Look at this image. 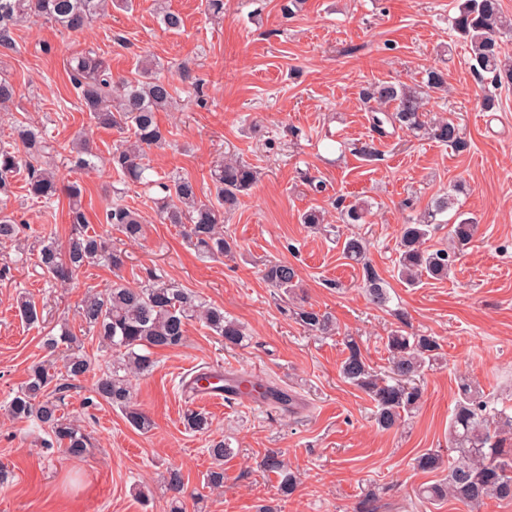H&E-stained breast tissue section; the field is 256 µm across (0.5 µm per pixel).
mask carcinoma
Masks as SVG:
<instances>
[{"mask_svg": "<svg viewBox=\"0 0 512 512\" xmlns=\"http://www.w3.org/2000/svg\"><path fill=\"white\" fill-rule=\"evenodd\" d=\"M113 0H0V46L10 43L11 27L22 20L45 18L70 32H78L96 16L106 13ZM160 23L168 31L183 26L181 16L159 6ZM452 29L469 45L475 67L490 75L497 88H512V60L502 56L501 38L512 31V19L506 18L500 0H461ZM78 97L83 108L95 122L121 134L130 133L112 150L109 165L132 182L147 180L149 165L144 162L146 149L160 146L166 136L157 121V113L165 110L173 98V86L159 77L150 67L138 70L134 78L112 80L105 60L92 51L71 58ZM447 74L440 68L426 71L420 85L382 82L364 87L359 96L378 105L372 112V131L380 137L386 127L412 134L426 132L430 139L456 149L465 147L460 129L451 120L425 122L426 105L432 96L446 88ZM22 143L30 160L22 162L17 143ZM53 146L46 134L26 126L15 128V134L0 139V193L5 194L10 179L22 165L28 166L29 195L49 204L63 192L69 199V216L75 234L66 248L50 238L36 244L38 266L43 274L56 283L68 284L78 274L96 266L118 269L123 265L122 252L108 246L96 230L86 224L82 210V189L74 181L60 185L56 167L46 162L36 164ZM71 163L81 170L98 166L86 140L77 137L72 142ZM211 179L214 197H201V189L192 179L173 176L160 184L162 196L154 200L156 212L164 224L183 227L184 238L198 250L211 257H222L237 251V243L219 230L224 216L236 210L240 198L249 194L258 179L257 170L237 159H223L213 166ZM450 195L435 198L417 221L402 225L397 243L395 267L400 278L410 287L422 278L442 280L448 277L458 255L473 241L478 224L462 218L449 225V245L430 249L426 241L439 226L452 206ZM371 215L370 204L356 201L343 206L339 219L344 224H365ZM105 221L126 240H140L145 225L131 207L114 203L106 211ZM18 227L14 217L0 207V245L17 240ZM364 238L345 237L343 256L362 265L363 288L373 306L386 309L391 300L385 282L374 271L367 258ZM263 280L291 300L300 288L295 267L286 262H270L261 270ZM16 309L28 325L40 322V312L31 299L21 294ZM313 336L336 334V323L328 312L311 306L292 305L285 308ZM79 316L86 331L97 337L111 351L107 370L97 379L94 398L118 409L133 428L148 432L151 419L133 400L131 380L153 371L159 350L177 348L185 343L187 325L201 322L210 333L224 340V347L235 348L247 337L245 327L224 314V308L206 303L193 292L152 276V283L132 288L117 279L103 290L85 294L79 306ZM345 357L339 374L350 385L366 393L374 402V420L383 431L398 429L419 408L423 392L417 384L425 366L438 360L441 345L438 339L426 334H404L394 331L385 338L388 352V374L381 375L367 361L359 343L352 336L343 339ZM43 347L51 353H62V365L37 363L28 373L24 386L7 402L6 410L15 420H30L49 437V445L57 446L72 458H81L89 448V436L81 425L62 413L61 399L51 392L68 388L90 371L91 360L82 352L81 339L63 324L56 334L42 337ZM186 427L205 433L211 427L209 417L202 411L187 410ZM217 463L206 474V485L218 488L224 484V460L234 457L237 450L230 443L213 441L207 448ZM417 469L428 473H443L445 477L422 488L419 495L429 501L453 498L474 508L490 497L512 499V415L499 410L482 390L467 377H459L457 397L448 428V458L429 450L415 461ZM263 466L276 474L281 490L293 493L298 476L288 468L279 455L264 457ZM167 484L174 493L170 512H182L180 495L184 489L179 469L168 471Z\"/></svg>", "mask_w": 512, "mask_h": 512, "instance_id": "cac0c4a2", "label": "carcinoma"}]
</instances>
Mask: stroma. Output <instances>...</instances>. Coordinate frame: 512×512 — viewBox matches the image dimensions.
Returning a JSON list of instances; mask_svg holds the SVG:
<instances>
[{
	"instance_id": "obj_1",
	"label": "stroma",
	"mask_w": 512,
	"mask_h": 512,
	"mask_svg": "<svg viewBox=\"0 0 512 512\" xmlns=\"http://www.w3.org/2000/svg\"><path fill=\"white\" fill-rule=\"evenodd\" d=\"M458 3L224 0V15L216 18L205 0H166L183 19L173 32L160 24L155 0H133L132 9L109 10L80 33L43 19L12 27V49L0 47V77L17 96L0 111V139L21 124L47 131L59 177L81 183L89 224L116 242L124 265L117 273L88 269L60 287L43 275L32 251L0 247V512H169L173 494L165 477L172 468L185 481L184 512H359L366 498L376 512H470L451 498L421 499L420 487L435 477L414 467L425 450L448 448L459 376L496 405L512 407V89H492L474 72L451 25ZM87 49L108 61L113 77L134 76L149 63L173 85L171 105L157 115L167 142L147 152L150 184H124L112 171L107 160L121 136L81 108L68 62ZM434 66L447 71L448 83L430 100L428 117L456 123L465 148L398 131L383 138L378 158L354 153L372 136L361 88L412 85ZM488 91L496 100L490 111L481 106ZM78 133L101 158L95 170L64 162ZM227 155L256 167L259 179L224 222L238 243L236 257L210 258L188 245L181 228L159 222L153 200L160 182L175 174L211 188L210 169ZM309 175L323 182V192L310 190ZM27 177L20 170L7 199L20 240L51 237L67 245V197L37 202L26 191ZM444 193L452 195L454 212L478 222L477 235L448 279L407 287L393 273L400 228ZM358 199L372 204L369 223L339 222L337 201ZM115 202L140 214L141 241L109 231L105 211ZM313 206L324 210L327 234L301 224ZM352 233L366 238L370 263L389 288L386 309L368 302L361 266L342 256L341 239ZM272 261L296 267L306 303L331 313L338 335H310L284 314L277 291L261 277ZM153 274L223 307L249 338L228 349L202 323L189 322L185 344L158 351L153 372L132 380L135 403L153 421L143 433L109 405H88L108 358L85 334L78 306L87 289H104L114 276L142 286ZM21 292L42 316L35 326L15 314ZM63 324L82 336L93 362L61 396L90 437L81 459L46 447L36 425L6 411L29 368L48 357L43 335ZM401 328L435 336L441 356L420 377L418 411L404 427L382 431L372 400L339 375L342 338L355 337L383 372V339ZM194 365L258 374L302 395L309 408L281 414L242 398L221 407L187 399L180 381ZM189 407L211 417L207 433L186 429ZM213 439L229 440L238 451L215 491L204 485ZM271 451L300 472L293 493H283L275 474L263 469Z\"/></svg>"
}]
</instances>
